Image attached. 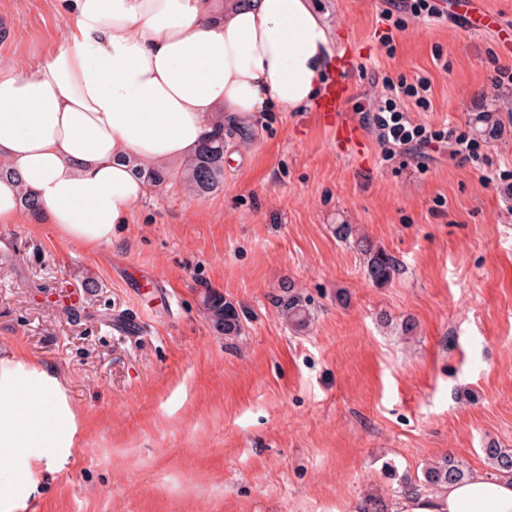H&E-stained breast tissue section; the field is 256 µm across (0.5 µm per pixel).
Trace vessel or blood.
Returning <instances> with one entry per match:
<instances>
[{"mask_svg": "<svg viewBox=\"0 0 512 512\" xmlns=\"http://www.w3.org/2000/svg\"><path fill=\"white\" fill-rule=\"evenodd\" d=\"M357 58L352 52H344L338 60V72L323 92L316 110L325 125L336 132L338 148H357L362 143L360 129L342 119L347 102L352 95L351 77L356 67Z\"/></svg>", "mask_w": 512, "mask_h": 512, "instance_id": "vessel-or-blood-1", "label": "vessel or blood"}]
</instances>
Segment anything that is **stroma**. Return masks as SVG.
I'll return each instance as SVG.
<instances>
[{"label": "stroma", "instance_id": "1", "mask_svg": "<svg viewBox=\"0 0 512 512\" xmlns=\"http://www.w3.org/2000/svg\"><path fill=\"white\" fill-rule=\"evenodd\" d=\"M463 0H314L331 48L359 51L345 117L386 82H431L410 117L457 127L512 171V68L499 30L465 31ZM405 18L403 29L384 12ZM53 0H0V66L58 46ZM338 151L314 109L264 112L224 136V186L150 189L111 247L79 251L40 214L0 225V346L56 369L84 424L24 512H373L452 455L487 469L512 448V200L451 152L382 162L376 135ZM352 225L399 262L382 284L336 235ZM310 299L295 332L274 304ZM240 335L206 320V292ZM203 312L213 327L225 337L241 334L242 324L236 308L224 296L207 292L202 300Z\"/></svg>", "mask_w": 512, "mask_h": 512}]
</instances>
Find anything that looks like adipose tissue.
<instances>
[{
    "instance_id": "adipose-tissue-1",
    "label": "adipose tissue",
    "mask_w": 512,
    "mask_h": 512,
    "mask_svg": "<svg viewBox=\"0 0 512 512\" xmlns=\"http://www.w3.org/2000/svg\"><path fill=\"white\" fill-rule=\"evenodd\" d=\"M63 42L28 70H0V224L39 202L60 239L111 246L148 187L134 166L181 161L214 119L247 129L263 112H302L332 68L330 31L312 0H56ZM63 378L0 348V512H23L39 469L80 444ZM390 512H512V478L477 470L402 495Z\"/></svg>"
}]
</instances>
